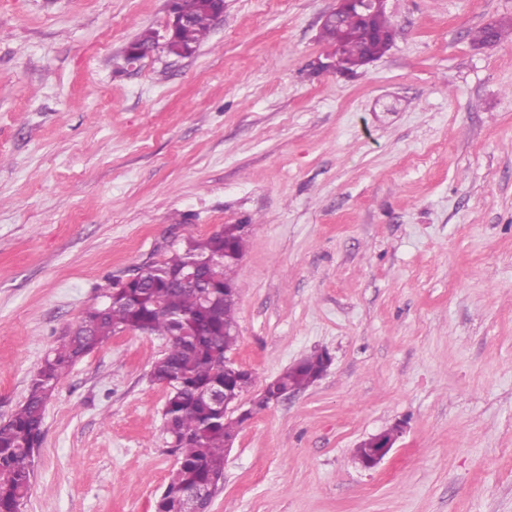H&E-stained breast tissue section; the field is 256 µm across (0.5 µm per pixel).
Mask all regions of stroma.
Here are the masks:
<instances>
[{"instance_id":"stroma-1","label":"stroma","mask_w":512,"mask_h":512,"mask_svg":"<svg viewBox=\"0 0 512 512\" xmlns=\"http://www.w3.org/2000/svg\"><path fill=\"white\" fill-rule=\"evenodd\" d=\"M336 5L224 0L192 54L132 63L170 0H0V422L112 278L243 224L231 358L260 386L332 363L242 426L208 512H512V0H387L393 44L352 72ZM166 347L72 366L24 512H155ZM324 353H314L303 360L300 368H290L281 374L277 379L284 390L291 388L301 390L317 380V374L324 365ZM398 436V431H395L390 434V437L387 440L383 434L370 438V446L361 445L360 448H356L357 460H363L364 448H371L368 451L366 463H363L361 460L359 462L365 468L375 467L387 455L390 449L393 448V444Z\"/></svg>"}]
</instances>
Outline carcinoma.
I'll use <instances>...</instances> for the list:
<instances>
[{"label":"carcinoma","instance_id":"1","mask_svg":"<svg viewBox=\"0 0 512 512\" xmlns=\"http://www.w3.org/2000/svg\"><path fill=\"white\" fill-rule=\"evenodd\" d=\"M177 5L191 20L176 33L177 42L194 48L209 33L215 12L204 0H177ZM321 36L331 45L339 44L352 68L385 53L355 13L344 14L339 27H327ZM501 36V27L490 25L476 31L473 41L489 44ZM247 242L244 224H224L204 238H190L165 260L140 267L136 287L128 288L120 279L112 282L101 294V304L67 328L31 380L24 402L0 423V512H22L41 442L45 405L62 377L80 358L127 330L167 340L150 377L167 391L164 430L172 440L178 466L156 501V512H181L188 490L224 481V441L237 434L242 422L225 418L208 396L224 389V357L238 341L237 301H224V285L237 287L234 269ZM202 260L212 265L204 267L201 283L188 287L173 282L186 265ZM323 365L324 353H314L301 367L281 374L279 384L285 390L304 389L317 380Z\"/></svg>","mask_w":512,"mask_h":512}]
</instances>
